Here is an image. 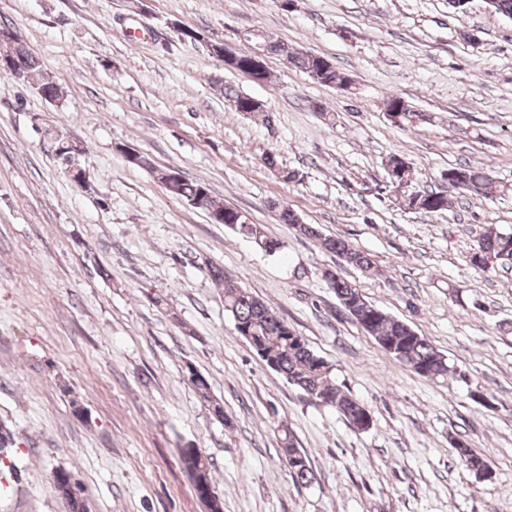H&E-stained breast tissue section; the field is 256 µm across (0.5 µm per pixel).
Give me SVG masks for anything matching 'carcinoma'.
Instances as JSON below:
<instances>
[{
	"label": "carcinoma",
	"instance_id": "cac0c4a2",
	"mask_svg": "<svg viewBox=\"0 0 512 512\" xmlns=\"http://www.w3.org/2000/svg\"><path fill=\"white\" fill-rule=\"evenodd\" d=\"M261 43L265 52L285 54L296 67L308 74H316L318 83L322 85L339 90H347L352 85L351 78L345 72L322 56L293 54L289 51L288 45L280 41L272 42L263 39ZM13 74L23 81L28 77L33 78L36 89L48 101L62 97L58 85L46 80L40 60L22 42L18 43L14 49ZM222 91L224 99L233 103L239 112L254 113L261 109V106L254 103V98L232 86L225 85ZM386 107L388 112L400 114L399 122L401 123L411 122L412 116L415 115L410 105L396 95L387 98ZM126 160L133 166L150 170L156 180L164 185L168 195L189 203L202 198L204 204L199 207V210L205 212L208 217H213L215 213L222 214L224 226L244 237L251 239L258 237L267 241L274 252L280 249V244L269 238L261 225L250 222L245 212L225 205L212 194L206 184L183 177L169 187L166 185L165 177L152 166L145 155L141 154L136 159L128 155ZM447 173L463 184L461 190L469 196L479 198L487 194L490 178L483 169L470 164H458L448 168ZM403 204L411 211L433 214L447 210L450 200L447 195L439 192L419 190L413 196L403 199ZM272 206L280 209V218L284 223L297 227L303 235L319 240L325 250L335 253L346 264L361 270L374 267L370 256L348 241L324 237L314 227L300 223L298 215L287 206L276 202L272 203ZM470 261L473 266L483 271H494L499 268L512 269V233L489 229L479 238ZM211 275L215 282L224 284V309L232 317L236 332L240 333L244 330L250 332L253 337L250 346L255 350H261L273 359L278 373L312 399L318 401L322 397L325 398L326 405L336 409L341 415L345 416L349 412L355 416L360 414L362 403L333 380L332 366L316 355L302 336H293L289 331L288 323L271 307L249 290L235 285L224 277L222 269L212 268ZM326 282L334 290L340 303L352 304L358 301L361 307L371 310L369 323L366 324L360 320L358 324L396 360L424 377L431 379L448 377L447 358L427 337L419 335L407 323L389 316L382 309L368 303L356 285L338 274L329 272ZM191 385L203 401L210 403L213 415L221 421L224 420V408L210 397L207 380L201 376L191 380ZM451 447L454 448L459 461L471 472L478 476L490 472L487 460L471 448L467 441L454 437L451 439ZM281 453L291 461L289 472L295 481L305 485L313 482L314 473L310 467L308 455L295 445L293 437L287 432L282 438Z\"/></svg>",
	"mask_w": 512,
	"mask_h": 512
}]
</instances>
